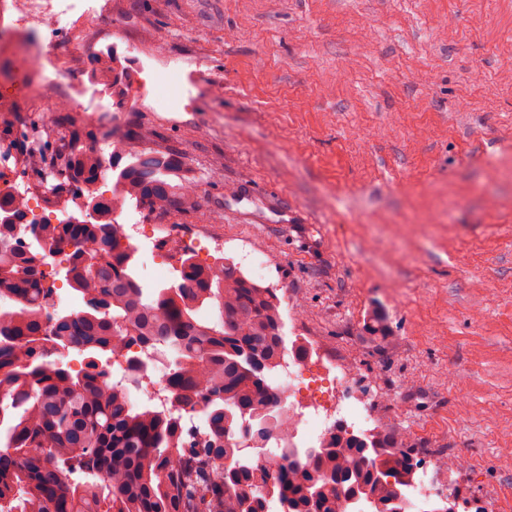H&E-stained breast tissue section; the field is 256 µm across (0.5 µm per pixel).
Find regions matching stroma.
Wrapping results in <instances>:
<instances>
[{
    "label": "stroma",
    "instance_id": "1",
    "mask_svg": "<svg viewBox=\"0 0 512 512\" xmlns=\"http://www.w3.org/2000/svg\"><path fill=\"white\" fill-rule=\"evenodd\" d=\"M123 43L185 66L173 112L75 113L0 55V107L53 137L175 154L202 182L168 224L259 247L286 336L356 370L415 461L459 455L442 496L512 512V0H108ZM224 85L223 99L207 86Z\"/></svg>",
    "mask_w": 512,
    "mask_h": 512
}]
</instances>
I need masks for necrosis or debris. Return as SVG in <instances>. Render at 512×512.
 Listing matches in <instances>:
<instances>
[{
	"label": "necrosis or debris",
	"instance_id": "obj_1",
	"mask_svg": "<svg viewBox=\"0 0 512 512\" xmlns=\"http://www.w3.org/2000/svg\"><path fill=\"white\" fill-rule=\"evenodd\" d=\"M105 9L101 0H0V51L11 53L19 72L43 77L50 112H98L103 100L96 83L76 81L78 58L56 39V31H93ZM24 223L40 224L46 211L64 217L69 194L41 196L31 186L17 184ZM354 372L323 354L288 352L272 381L288 418L286 435L275 443L317 448L337 427L371 431L378 417L353 387Z\"/></svg>",
	"mask_w": 512,
	"mask_h": 512
}]
</instances>
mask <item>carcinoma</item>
Instances as JSON below:
<instances>
[{
	"instance_id": "carcinoma-1",
	"label": "carcinoma",
	"mask_w": 512,
	"mask_h": 512,
	"mask_svg": "<svg viewBox=\"0 0 512 512\" xmlns=\"http://www.w3.org/2000/svg\"><path fill=\"white\" fill-rule=\"evenodd\" d=\"M19 135L39 170L56 172L58 189L83 195L89 217L32 224L22 241L18 198L0 190V215L19 219L0 223V300L16 304L0 310V512H264L273 499L281 512H352L359 503L403 512L418 465L386 426L368 435L339 427L322 448H284L288 466L272 475L230 446L241 421L261 448L277 427L269 380L285 349L279 301L239 267L192 257L176 281L142 287L114 203L194 204L168 182L170 154L135 151L123 166L125 150L108 161L75 134L52 145L34 120ZM109 172L115 193L103 199L92 187ZM44 244L66 253L65 280L84 305L50 324L43 309L56 293L36 264ZM133 344L172 353L167 388L177 406L205 415L203 445L186 441L180 415L136 406L107 383L100 358ZM74 351L87 359L76 373L62 362Z\"/></svg>"
}]
</instances>
